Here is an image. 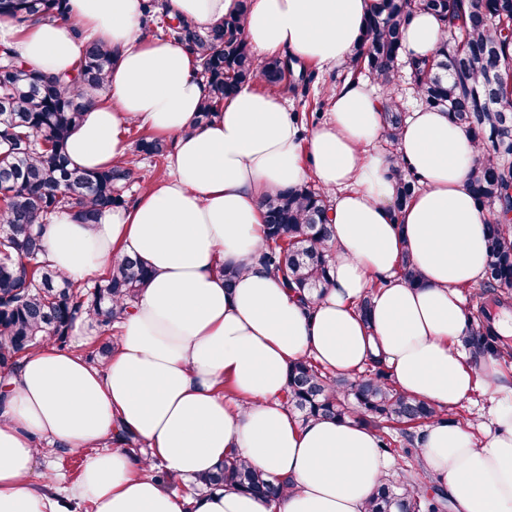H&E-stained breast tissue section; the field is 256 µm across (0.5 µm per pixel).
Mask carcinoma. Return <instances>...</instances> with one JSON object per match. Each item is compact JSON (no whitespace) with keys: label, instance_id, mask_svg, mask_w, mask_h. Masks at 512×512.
<instances>
[{"label":"carcinoma","instance_id":"obj_1","mask_svg":"<svg viewBox=\"0 0 512 512\" xmlns=\"http://www.w3.org/2000/svg\"><path fill=\"white\" fill-rule=\"evenodd\" d=\"M248 0L204 32L169 17L164 3L146 0L142 28L149 36L180 42L199 61L209 87L198 113L204 125L217 116L238 88L262 82L284 84L286 64L277 58L259 63L243 28ZM437 14L448 22L449 37L429 60H410L422 103L448 112L482 146L469 185L482 207L512 211V0H376L365 32L343 66L355 76L369 70L376 83L391 85L401 61V34L413 10ZM0 17L20 26L68 17V0H0ZM112 68V48L86 44L79 65L69 74L28 68L0 45V374L9 375L19 360L44 341L66 342L72 325L85 319L110 327L120 321L147 287L153 273L142 261L125 258L107 277L87 289L42 260L43 231L54 216L69 211L84 224H96L103 212L128 205L125 192L135 157L146 156L156 168L168 166L165 140L142 135L133 158L98 170L70 167L68 138L86 106L103 99ZM402 108L385 113L387 143L394 144L403 122ZM394 207L401 210L420 184L398 169ZM327 197L309 185L286 189L264 203L265 245L259 260L280 275L291 291L321 296L330 284L331 231ZM487 262L480 292L496 307L512 299V220L499 216L485 224ZM487 312L462 338L472 353L504 361L512 349L502 344ZM285 404L302 420H353L374 431L382 452L413 459L414 429L444 419L446 413L397 386L389 367L374 359L350 377L336 376L311 357L290 363ZM285 482L224 458L197 490L224 487L267 501L280 497ZM444 489L427 484L411 467L398 479H386L373 493L368 512H442Z\"/></svg>","mask_w":512,"mask_h":512}]
</instances>
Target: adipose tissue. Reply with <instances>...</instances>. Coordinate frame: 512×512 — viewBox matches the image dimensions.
Returning <instances> with one entry per match:
<instances>
[{"label": "adipose tissue", "instance_id": "ef3b65f1", "mask_svg": "<svg viewBox=\"0 0 512 512\" xmlns=\"http://www.w3.org/2000/svg\"><path fill=\"white\" fill-rule=\"evenodd\" d=\"M375 0H251L244 36L257 59L272 55L326 68L344 65ZM200 29L236 0H166ZM70 19L19 27L0 19V43L27 65L74 67L86 41L112 48L109 99L88 106L72 131L70 165L96 170L129 151L136 125L173 142L171 175L130 207L83 224L63 212L44 233L43 259L80 281L113 261L137 257L153 272L117 344L94 365L52 343L24 357L0 381V512H366L391 470L375 432L322 419L297 422L282 402L291 362L311 357L343 376L383 357L398 386L454 409L477 384L499 394L484 437L452 422L417 440L424 473L457 512H512V386L489 356L466 362L470 320L459 288L483 279L486 210L469 173L480 150L446 112H410L394 151L383 149L391 93L360 79L325 89L326 120L301 133L285 98L246 85L212 122L198 125L208 95L195 56L173 41L143 37V0H69ZM448 36L438 17L416 11L402 33L408 54L432 56ZM415 173L421 189L392 208L393 167ZM315 180L330 199L332 285L304 305L257 259L262 203ZM409 255L420 281L399 273ZM239 276L224 285L223 268ZM371 319L356 311L374 277ZM143 441L134 457L113 446L119 432ZM91 450L81 478L57 487L34 477L43 444ZM288 486L267 502L231 488L184 495L153 476L186 481L214 472L225 457Z\"/></svg>", "mask_w": 512, "mask_h": 512}]
</instances>
